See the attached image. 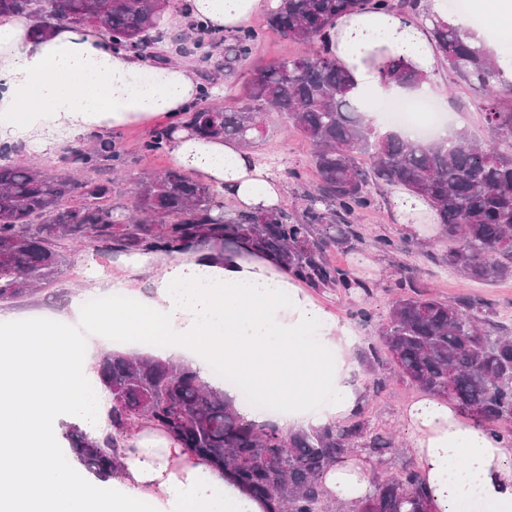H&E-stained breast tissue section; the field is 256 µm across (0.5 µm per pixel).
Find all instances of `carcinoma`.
<instances>
[{
    "label": "carcinoma",
    "instance_id": "cac0c4a2",
    "mask_svg": "<svg viewBox=\"0 0 512 512\" xmlns=\"http://www.w3.org/2000/svg\"><path fill=\"white\" fill-rule=\"evenodd\" d=\"M173 0H0V15L21 14L43 34L58 26H94L117 51L151 55L149 34L160 26ZM369 9L416 14L456 79L482 93L487 124L512 133V112L491 105L492 84L503 76L496 55L481 40L435 19L421 0H280L265 28L309 42L344 16ZM260 32L243 28L225 47L220 68L233 73L247 60ZM387 77L419 88L425 78L404 64ZM345 66L321 50L267 64L246 87L235 109L202 107L191 129L201 137H224L251 147L263 135L264 116L276 112L285 127L314 147L319 184L299 195L300 213L229 212L224 192L189 173L170 168L143 176L126 207L112 204V176L80 178L73 171L92 156L115 158L112 138L97 137L94 153L69 152L67 170L36 171L0 148V303H14L52 284L70 262L69 247L86 244L109 261L142 252H188L219 241L245 244L275 256L297 280L316 290L345 292L367 284L326 254L359 238L355 214L372 205L371 187H401L435 211L440 235L455 243L448 265L471 280L492 281L512 271V145L492 138L476 143L463 131L444 140L409 142L380 133L350 95ZM172 129L159 127L146 139L145 155L164 152ZM380 336L365 363L375 373L390 363L398 378L426 394L452 402L496 437L512 444V333L483 317L477 301H442L420 291L402 292L391 304ZM99 383L112 396L110 431L91 440L75 425L64 432L78 464L106 481L119 467L124 437L144 423L173 436L204 457L239 489L265 505V512H336L323 479L332 465L360 450L369 457L397 456L386 433L358 420L286 436L273 425L246 422L224 393L194 371L152 356L112 350L97 364ZM375 490L355 512H432L424 477L415 463L392 476L374 473Z\"/></svg>",
    "mask_w": 512,
    "mask_h": 512
}]
</instances>
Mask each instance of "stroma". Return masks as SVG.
I'll list each match as a JSON object with an SVG mask.
<instances>
[{
    "mask_svg": "<svg viewBox=\"0 0 512 512\" xmlns=\"http://www.w3.org/2000/svg\"><path fill=\"white\" fill-rule=\"evenodd\" d=\"M266 9H259L249 20V27L261 30L262 36L255 44L250 58L231 75L217 71L213 60L223 58V43H215L209 52H185L178 36L186 31L190 18L180 13L170 16L160 28L152 52L153 62L183 63L189 65L202 89L199 106L211 104L234 108L244 98V88L255 71L273 59L295 58L319 48V41L299 43L277 33L266 30ZM426 91L431 99L443 102L449 115V127L464 130L479 141L490 139L492 132L478 102L481 94L477 89L457 81L447 66H440L429 79ZM152 129L148 126H130L112 130L111 135L117 151L125 162L127 178L116 185L112 202L117 206L129 205L131 201L130 179L161 172L172 167L170 153L158 155L142 154L140 147L149 137ZM254 150L268 158L274 165L284 189V210L298 213L297 198L303 190L313 189L318 179L311 166L312 148L300 135H287L276 113L265 118L262 138ZM393 188L378 187L373 191V203L362 210L355 221L360 224L361 240L340 248L331 249L328 258L332 263L351 269L357 277L373 289L371 297H364L359 291L348 293L338 290H310V297L321 307L336 316L339 323L351 324L350 313L362 304H369L375 313L374 323L357 327L358 341L352 349L356 363L353 381L364 396L365 416L370 426L385 433H396L402 453L400 456L385 459L382 468L390 473H398L414 455L411 445L414 432L404 425L402 418L407 405L420 395L418 388L399 382L393 368H386L387 382L376 387L374 376L369 372L364 353L369 346L379 345L378 324L384 321L391 301L399 292L401 277H408L416 289L426 291L446 301H456L465 297L481 299L487 306L491 322L512 327V273L492 284L462 279L451 270L445 258L448 244L438 234L435 225H426L430 242L427 251H419L416 246L390 251L379 250L378 239L390 238L403 241L407 237L405 229L391 218ZM107 270L96 260L92 250L79 248L69 265L49 287L36 295L12 304H1V313H10L20 319L33 316L57 318L65 316L71 306L75 290L87 288L94 276L106 275Z\"/></svg>",
    "mask_w": 512,
    "mask_h": 512,
    "instance_id": "stroma-1",
    "label": "stroma"
}]
</instances>
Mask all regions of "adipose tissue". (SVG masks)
<instances>
[{
  "mask_svg": "<svg viewBox=\"0 0 512 512\" xmlns=\"http://www.w3.org/2000/svg\"><path fill=\"white\" fill-rule=\"evenodd\" d=\"M261 0H174L217 28L243 26ZM326 53L348 70L352 94L405 98L384 67L404 60L426 75L439 57L414 17L364 11L342 17L321 37ZM199 85L182 65L151 66L112 51L83 27L36 37L17 16L0 17V143L30 154L52 152L61 140L165 119L171 156L201 172L239 211L280 208L284 189L270 166L237 142L204 139L187 128L184 112ZM125 276L97 284L106 306L83 297L71 315L33 319L0 333V512H263V505L230 484L207 461L165 432L137 428L125 441L111 491L74 476L63 462L53 422L62 415L86 422L93 436L108 429L107 400H89L96 380L69 318L101 338L156 336L155 354L208 379L213 362L279 403L266 413L240 403L246 420L274 424L282 434L318 428L355 414L363 396L353 383L355 331L315 303L287 267L270 256L208 245L190 252H146L124 258ZM149 274V291L131 285ZM415 431L413 452L436 512H512V447L463 415L449 401L418 397L405 410ZM326 493L353 512L373 489L370 467L329 468Z\"/></svg>",
  "mask_w": 512,
  "mask_h": 512,
  "instance_id": "1",
  "label": "adipose tissue"
}]
</instances>
